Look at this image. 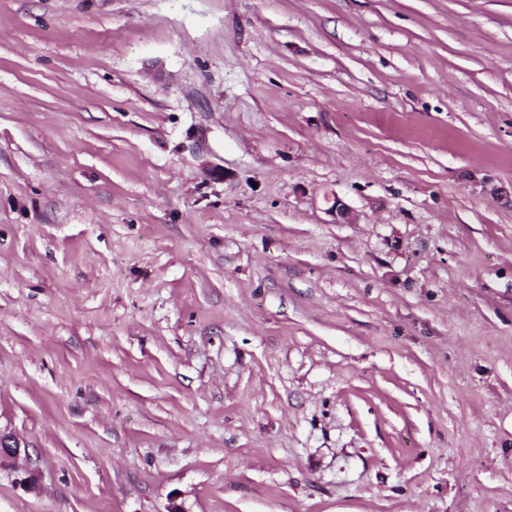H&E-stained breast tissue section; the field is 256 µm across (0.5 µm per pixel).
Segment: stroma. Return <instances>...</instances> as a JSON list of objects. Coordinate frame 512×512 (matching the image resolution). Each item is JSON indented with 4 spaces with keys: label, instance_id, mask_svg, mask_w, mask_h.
<instances>
[{
    "label": "stroma",
    "instance_id": "obj_1",
    "mask_svg": "<svg viewBox=\"0 0 512 512\" xmlns=\"http://www.w3.org/2000/svg\"><path fill=\"white\" fill-rule=\"evenodd\" d=\"M0 434V512H512V0H0Z\"/></svg>",
    "mask_w": 512,
    "mask_h": 512
}]
</instances>
